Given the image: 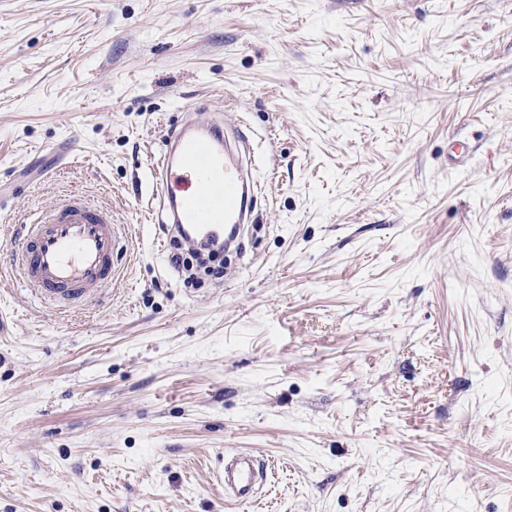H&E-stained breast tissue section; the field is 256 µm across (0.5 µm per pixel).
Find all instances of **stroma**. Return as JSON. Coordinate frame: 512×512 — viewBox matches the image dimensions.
Masks as SVG:
<instances>
[{"instance_id":"1","label":"stroma","mask_w":512,"mask_h":512,"mask_svg":"<svg viewBox=\"0 0 512 512\" xmlns=\"http://www.w3.org/2000/svg\"><path fill=\"white\" fill-rule=\"evenodd\" d=\"M245 132L255 224L185 284L170 130ZM70 194L130 228L43 307ZM0 512H512V0H0ZM15 261L43 301L63 311L84 306L90 294L112 284L126 234L112 214L83 196H68L24 226ZM266 474L265 461L251 452H238L219 470L224 485V501L236 507L250 505L258 498V490Z\"/></svg>"}]
</instances>
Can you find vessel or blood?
<instances>
[{
  "label": "vessel or blood",
  "mask_w": 512,
  "mask_h": 512,
  "mask_svg": "<svg viewBox=\"0 0 512 512\" xmlns=\"http://www.w3.org/2000/svg\"><path fill=\"white\" fill-rule=\"evenodd\" d=\"M239 133L217 121L184 125L172 133L153 177L161 209L186 240L201 237L215 247L230 245L252 210L244 164L232 146ZM14 251L24 281L43 301L63 311L84 306L90 294L110 286L126 233L111 213L73 195L39 212ZM266 473L264 460L236 453L219 472L225 502L253 503Z\"/></svg>",
  "instance_id": "obj_1"
}]
</instances>
